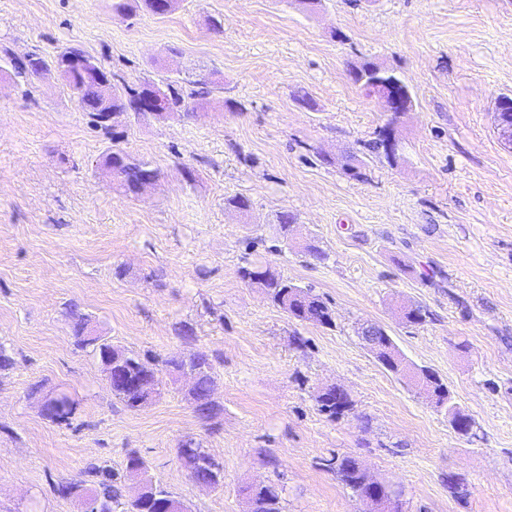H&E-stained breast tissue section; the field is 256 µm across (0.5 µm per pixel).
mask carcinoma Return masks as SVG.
Returning a JSON list of instances; mask_svg holds the SVG:
<instances>
[{"mask_svg":"<svg viewBox=\"0 0 512 512\" xmlns=\"http://www.w3.org/2000/svg\"><path fill=\"white\" fill-rule=\"evenodd\" d=\"M63 54H58L48 61L41 56L31 55L24 60H13L16 74L32 78L42 71L60 63ZM374 62H364L351 69L354 84L369 90V68ZM78 106L89 113L92 125L104 132L111 129L110 112L124 106L130 107L134 99L141 97L144 90L129 89L124 93L116 89H107L84 73L64 75ZM213 92L212 82L202 77L195 80L170 79L163 90L161 112L163 114L182 113L190 115L193 101L206 98ZM112 133V132H110ZM112 153L108 159L114 167L109 169L119 182L124 193L130 197L139 195L141 189L158 179V170L150 162L140 159L119 146L121 136L112 133ZM240 278L250 285L261 288L270 301L289 317L302 322L330 326L333 324L332 309L312 289L301 287L270 266H242L238 270ZM72 335L75 343L91 352L106 365L104 373L112 394L120 399L126 408L138 409L142 404L153 400L158 389L148 385L152 376L151 368L163 364L171 371L186 366L200 368L201 377L193 394L194 412L202 420L212 418L215 404L211 395L212 363L207 357L193 353H173L157 362L153 358L142 359L129 351L114 346L102 337L85 334L87 316L73 310ZM376 358L389 370L404 373L402 361L394 350L390 336L380 334L375 342ZM421 389L437 397L436 404L449 401L448 388L434 374L426 373V379L420 383ZM320 411L336 418L350 410L351 401L347 395L336 394L331 390L316 398ZM178 453L190 477L195 481H210L219 486L224 482V465L217 461L194 438H187L179 443ZM336 475L341 483L353 495L363 499L365 490L362 482V467L358 461L346 456L336 462ZM59 495L77 501L82 512H161V503L167 499L169 492L151 482L143 484L138 493L126 495L124 486L118 484L112 474V468L99 461H87L76 477L67 479L57 486ZM254 512H280V493L277 489L257 490Z\"/></svg>","mask_w":512,"mask_h":512,"instance_id":"1","label":"carcinoma"}]
</instances>
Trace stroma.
Segmentation results:
<instances>
[{
  "mask_svg": "<svg viewBox=\"0 0 512 512\" xmlns=\"http://www.w3.org/2000/svg\"><path fill=\"white\" fill-rule=\"evenodd\" d=\"M124 2L0 0V52L76 46L119 88L214 85L191 115L121 122L123 148L159 171L131 198L100 166L111 136L57 72L27 80L0 59V345L15 361L0 372V512H81L56 485L89 460L123 474L131 450L188 512H251L246 490L262 485L282 488V512H370L335 455L399 489L401 512H512V148L494 116L512 94V0H178L162 17ZM361 61L396 70L412 110L391 117L355 85ZM390 122L394 165L365 148ZM235 195L250 208H226ZM247 264L312 287L333 325L290 318L239 278ZM73 303L136 354H206L214 417L165 370L159 396L127 409L76 346ZM416 305L424 324L404 317ZM366 321L440 377L476 436L378 362L357 337ZM329 385L352 401L336 419L316 402ZM60 388L77 402L66 424L42 413ZM189 436L223 462V486L190 478ZM452 474L464 497L449 496ZM336 475L341 483L348 488L353 495L366 500L362 482V467L356 459L349 456L343 457L339 461L337 459Z\"/></svg>",
  "mask_w": 512,
  "mask_h": 512,
  "instance_id": "obj_1",
  "label": "stroma"
}]
</instances>
